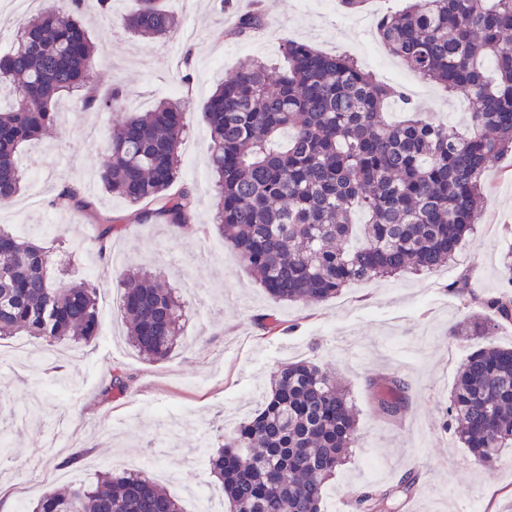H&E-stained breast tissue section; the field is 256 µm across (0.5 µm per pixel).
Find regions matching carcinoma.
I'll use <instances>...</instances> for the list:
<instances>
[{
    "mask_svg": "<svg viewBox=\"0 0 512 512\" xmlns=\"http://www.w3.org/2000/svg\"><path fill=\"white\" fill-rule=\"evenodd\" d=\"M84 0L40 10L0 58V206L15 200L23 174L18 149L57 120L56 106L80 91L84 110L107 112L123 91L99 95L90 86L95 46L78 20ZM122 17L131 32L164 37L174 17L160 0H139ZM262 23L261 9L239 17L229 35L244 37ZM378 35L391 54L423 79L469 102L468 130L428 120L410 99L382 85L356 60L288 40L284 67L255 61L224 80L202 104L209 159L222 200L217 228L240 261L277 301L320 303L358 281L450 264L476 224L488 169L512 152V0H412L383 16ZM397 97L408 112L392 122L385 106ZM182 105L161 101L112 129L99 170L103 186L177 227L193 222L187 189L170 192L179 167ZM59 199L83 211L80 189ZM98 248L112 245L118 226L99 220ZM50 254L0 227V337L30 336L54 346L98 334L95 289L54 280ZM122 309L132 347L167 358L181 339L184 302L158 278L129 271L121 278ZM459 335L488 339L512 321V296L477 301ZM379 415L402 418L408 382L396 375L371 382ZM447 416L479 466L505 461L512 448V348H472L460 365ZM208 456L224 488L226 512H323L325 487L358 440L346 391L328 369L287 362L273 376L260 408L224 428ZM419 476L359 494L362 512H389L408 498ZM32 512H183L146 475L100 473L97 483L47 487Z\"/></svg>",
    "mask_w": 512,
    "mask_h": 512,
    "instance_id": "obj_1",
    "label": "carcinoma"
}]
</instances>
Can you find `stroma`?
<instances>
[{"mask_svg": "<svg viewBox=\"0 0 512 512\" xmlns=\"http://www.w3.org/2000/svg\"><path fill=\"white\" fill-rule=\"evenodd\" d=\"M177 26L160 40L137 37L120 16L136 0H115L112 16L82 14L97 47L93 82L118 87L124 111L91 112L71 102L59 107L52 134L26 143L19 163L26 181H39L31 208H0V227L26 225V238L55 258L53 276L94 283L100 334L89 343H63L52 354L32 340L29 364L0 362V437L12 454L0 461V492L17 496L20 485L40 471L58 469L73 449L84 451L68 468L72 480L95 483L101 463L122 472V459L143 460L169 473L165 487L184 512H193L187 487L221 485L207 467L205 444L219 445L225 425L248 418L285 362L306 359L344 379L356 410L358 446L329 481L325 512H358L353 494L372 486H396L406 472L419 474L413 495L396 512H462L471 502L483 512H512V466L480 468L444 425L448 396L469 352L453 331L474 307L451 290L468 276L484 297L500 295L506 282L501 258L512 250V155L485 176L483 212L450 266L354 283L317 305L285 304L272 298L216 228L219 199L209 166V131L203 102L255 59H281L283 40L356 57L387 84L402 86L431 118L464 126L458 96L421 80L392 56L373 26L320 0H261L266 25L245 40L228 30L248 11L250 0H163ZM191 65H184V56ZM162 100L184 102L186 133L179 146L178 185L195 197L191 226L156 221L127 223L122 197L96 180L113 126L125 111H145ZM83 188L89 210L59 201V187ZM120 220L107 257L98 254L96 215ZM157 271L187 306L184 344L167 359L149 362L123 333L120 275ZM129 387L104 398L114 367ZM387 374L408 379L406 411L395 422L376 411L372 380Z\"/></svg>", "mask_w": 512, "mask_h": 512, "instance_id": "stroma-1", "label": "stroma"}]
</instances>
